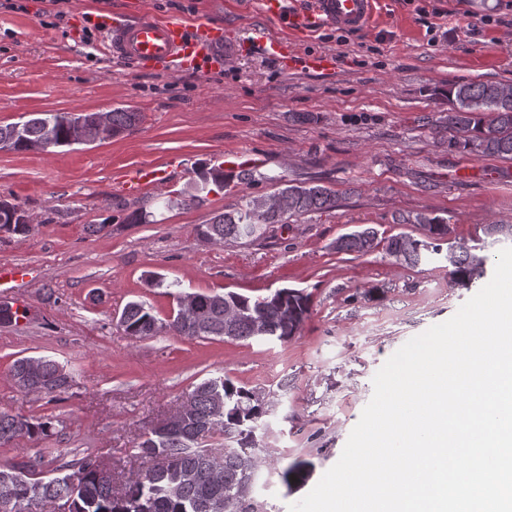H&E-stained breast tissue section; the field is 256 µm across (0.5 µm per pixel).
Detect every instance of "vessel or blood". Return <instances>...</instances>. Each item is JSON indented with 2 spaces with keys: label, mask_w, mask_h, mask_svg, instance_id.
<instances>
[{
  "label": "vessel or blood",
  "mask_w": 512,
  "mask_h": 512,
  "mask_svg": "<svg viewBox=\"0 0 512 512\" xmlns=\"http://www.w3.org/2000/svg\"><path fill=\"white\" fill-rule=\"evenodd\" d=\"M266 26L255 28L251 47L278 60L285 70L307 68L330 72L336 58L330 53L299 55L296 41L320 26L341 29L366 28L372 18L374 0H312L311 10L291 13L287 0H259ZM105 54L125 68L146 73L175 74L186 71L207 72L216 62L215 52L227 48L224 26L213 21L189 25L183 21L158 18L148 10L130 16L115 13L101 18ZM286 27L292 38L279 35ZM265 165L257 153H236L224 159V172L237 175L255 172ZM169 169L165 166L142 165L127 172L123 186L135 194L146 187L165 185Z\"/></svg>",
  "instance_id": "obj_1"
}]
</instances>
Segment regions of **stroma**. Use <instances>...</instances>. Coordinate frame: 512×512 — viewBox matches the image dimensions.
<instances>
[{
    "label": "stroma",
    "mask_w": 512,
    "mask_h": 512,
    "mask_svg": "<svg viewBox=\"0 0 512 512\" xmlns=\"http://www.w3.org/2000/svg\"><path fill=\"white\" fill-rule=\"evenodd\" d=\"M0 8V124L33 112H109L131 107L139 125L121 136L49 153L0 151V199L20 204L33 229L0 233V266L23 265L25 281L0 299L27 316L0 324V411L63 423L60 435L0 446V465H60L99 457L115 481L146 470L137 438L168 419L193 384L216 373L273 393L263 457L252 495L264 512H288L339 459L373 394L372 379L409 339L450 319L475 295L451 286L446 263L401 264L385 248L370 254L331 248L341 235L372 227L380 237H421L405 216L446 218L449 247L484 255L494 270L500 248L489 224H512V160L475 158L434 143L448 110L446 90L461 81L512 86V0H431L442 24L463 19L471 33L430 42L415 0H377L367 28L345 45L324 27L301 43L336 56V72L283 71L261 53L225 58L206 74L132 73L82 39L84 19L113 11H152L194 24L223 22L239 39L262 23L257 0H68L66 23L42 26L50 0ZM499 17L484 26L483 15ZM251 151L266 165L251 184L210 192L191 205L175 198L225 154ZM176 161L169 184L127 193L126 170ZM336 193L335 209L271 227L257 240L221 246L196 227L273 193L278 178ZM145 212L141 223L127 216ZM109 223L92 235L87 225ZM167 285L152 288L149 274ZM295 288L310 313L286 343L242 344L159 334L126 335L118 317L142 300L170 315L173 292L233 290L266 295ZM47 356L73 379L62 393H24L11 366ZM309 464L302 484L281 477Z\"/></svg>",
    "instance_id": "1"
}]
</instances>
